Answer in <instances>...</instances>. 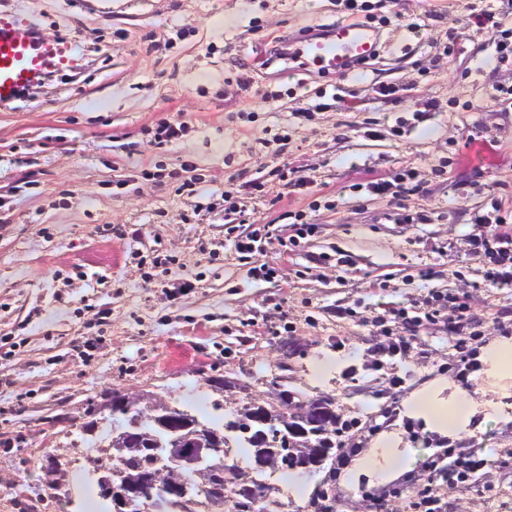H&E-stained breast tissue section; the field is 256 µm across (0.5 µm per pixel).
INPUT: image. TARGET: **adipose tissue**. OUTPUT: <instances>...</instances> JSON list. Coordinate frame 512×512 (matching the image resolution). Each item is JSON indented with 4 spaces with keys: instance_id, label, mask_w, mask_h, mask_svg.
Wrapping results in <instances>:
<instances>
[{
    "instance_id": "1",
    "label": "adipose tissue",
    "mask_w": 512,
    "mask_h": 512,
    "mask_svg": "<svg viewBox=\"0 0 512 512\" xmlns=\"http://www.w3.org/2000/svg\"><path fill=\"white\" fill-rule=\"evenodd\" d=\"M482 364V380L474 392L462 391L450 380L436 381L408 401L409 415L449 436L467 432L474 416L501 418L503 408L493 394L512 386V339L499 338L488 343ZM402 444L398 432L382 433L359 459L358 473L383 481L390 479L403 461Z\"/></svg>"
}]
</instances>
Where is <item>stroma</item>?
Masks as SVG:
<instances>
[{
	"label": "stroma",
	"mask_w": 512,
	"mask_h": 512,
	"mask_svg": "<svg viewBox=\"0 0 512 512\" xmlns=\"http://www.w3.org/2000/svg\"><path fill=\"white\" fill-rule=\"evenodd\" d=\"M0 9L98 50L84 79L47 76L0 108V197L14 200L0 210V338L15 344L0 355V512H82L67 494L96 448L72 427L91 409L96 436L114 429L102 409L113 391L201 407L215 397L207 377L237 381L248 370L258 396L289 336L302 350L289 361V389L304 400L335 397L343 418L360 419L345 448L364 453L377 433L395 430L412 470L444 448L480 449L485 465L450 492L449 512H512V422L479 418L448 437L406 413L436 379L470 389L482 346L512 337V285L491 284L489 259L472 247L496 230L474 215L512 213V100L496 97L512 89V60H496L466 0H377L381 53L342 77L260 66L306 29L364 21L336 0H111L105 12L97 0H0ZM218 14L232 24L215 26ZM166 38L173 48H154ZM320 88L330 108L318 109ZM308 109L313 120H299ZM166 117L189 128L159 149L153 132ZM185 162L206 190L230 193L239 172L293 168L295 187L271 182L246 202L244 231L297 213L315 226L288 251L265 245L273 281L250 276L221 218L185 223L195 200L170 178ZM408 166L420 190L394 197ZM142 168L162 180L138 178ZM121 176L128 184L114 189ZM376 180L391 194L369 193ZM423 210L431 223L396 219ZM106 224L123 235H103ZM156 249L176 256L170 280L190 291L171 297L145 281L139 258ZM431 291L459 297L474 317L466 376L455 371L449 334L455 307L412 334L394 318ZM394 335L407 342L392 355ZM336 352L346 362L312 384L311 362ZM51 450L69 462L61 492L46 486ZM347 468H318V489H334L336 512H375L380 486L345 485Z\"/></svg>",
	"instance_id": "1"
}]
</instances>
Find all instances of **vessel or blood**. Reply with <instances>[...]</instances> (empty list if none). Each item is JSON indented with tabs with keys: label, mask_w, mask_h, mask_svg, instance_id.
<instances>
[{
	"label": "vessel or blood",
	"mask_w": 512,
	"mask_h": 512,
	"mask_svg": "<svg viewBox=\"0 0 512 512\" xmlns=\"http://www.w3.org/2000/svg\"><path fill=\"white\" fill-rule=\"evenodd\" d=\"M379 30L368 23L341 21L290 42L284 58L289 68L344 76L352 67L375 58ZM83 58L69 38L47 39L13 12H0V106L18 101L21 91L51 73L81 70Z\"/></svg>",
	"instance_id": "b4317fda"
}]
</instances>
